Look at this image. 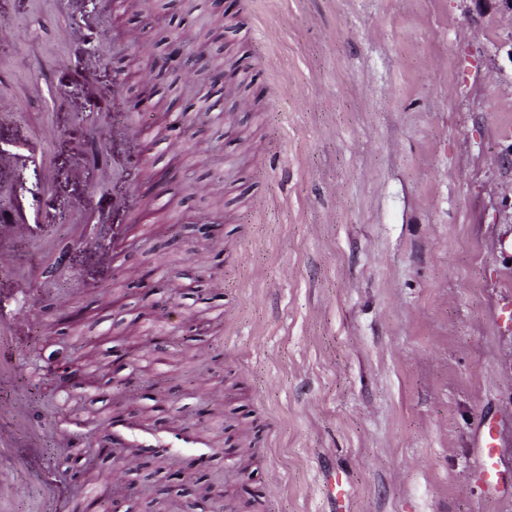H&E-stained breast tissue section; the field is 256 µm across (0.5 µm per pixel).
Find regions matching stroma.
<instances>
[{
	"instance_id": "1",
	"label": "stroma",
	"mask_w": 512,
	"mask_h": 512,
	"mask_svg": "<svg viewBox=\"0 0 512 512\" xmlns=\"http://www.w3.org/2000/svg\"><path fill=\"white\" fill-rule=\"evenodd\" d=\"M151 4L137 31L111 0H0L20 33L0 41V97L17 103L0 149L53 134L49 167H0L13 192L0 224L20 203L36 218L0 248L29 253L30 322L7 352L49 464L44 480L11 473L26 489L12 512H44L49 482L73 512L186 475L222 482L224 512H512V15L498 0ZM205 22L228 25L244 87L228 98L180 71L195 104L154 61ZM143 91L156 109L133 110ZM129 120L146 143L109 148L152 221L103 250L112 162L97 148ZM194 224L219 230L202 243ZM165 308L174 355L159 381L127 351ZM90 350L124 389L98 387ZM106 421L125 444L163 443L165 468L140 484L141 457L99 460ZM486 424L490 483L469 469ZM248 439L256 469L242 476ZM75 448L99 484L56 469Z\"/></svg>"
}]
</instances>
